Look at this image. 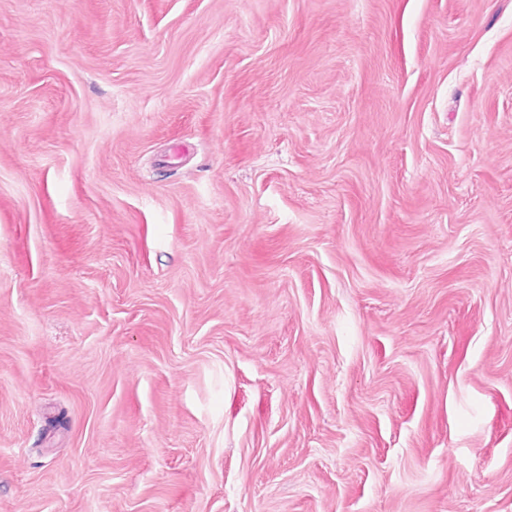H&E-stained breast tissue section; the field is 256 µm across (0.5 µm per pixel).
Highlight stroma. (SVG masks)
<instances>
[{
	"label": "stroma",
	"mask_w": 512,
	"mask_h": 512,
	"mask_svg": "<svg viewBox=\"0 0 512 512\" xmlns=\"http://www.w3.org/2000/svg\"><path fill=\"white\" fill-rule=\"evenodd\" d=\"M0 512H512V0H0Z\"/></svg>",
	"instance_id": "stroma-1"
}]
</instances>
